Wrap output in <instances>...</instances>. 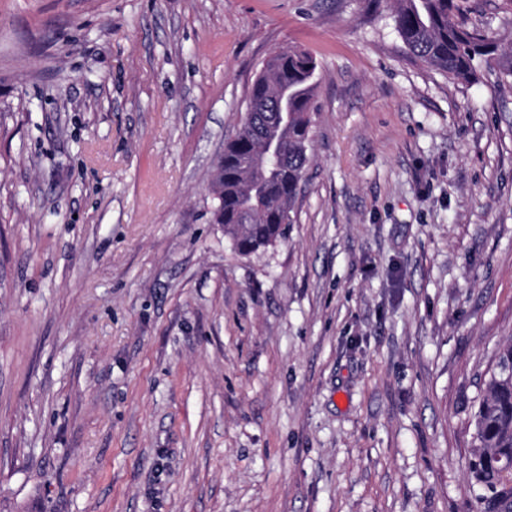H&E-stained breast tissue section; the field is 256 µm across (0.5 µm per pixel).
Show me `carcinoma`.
Segmentation results:
<instances>
[{
	"label": "carcinoma",
	"instance_id": "1",
	"mask_svg": "<svg viewBox=\"0 0 512 512\" xmlns=\"http://www.w3.org/2000/svg\"><path fill=\"white\" fill-rule=\"evenodd\" d=\"M459 0H398L395 28L408 50L448 77L472 82L486 65L512 79V52L457 21ZM316 59L288 47L265 63L247 94V109L233 138L224 145L221 191L213 220L224 238L249 255L285 238L292 206L308 162L314 111ZM288 95V123L275 111L279 91ZM285 144L276 157L266 154L270 140ZM473 449L466 469L483 494L488 512H512V342L502 345L470 420Z\"/></svg>",
	"mask_w": 512,
	"mask_h": 512
}]
</instances>
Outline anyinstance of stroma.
Segmentation results:
<instances>
[{
    "label": "stroma",
    "instance_id": "1",
    "mask_svg": "<svg viewBox=\"0 0 512 512\" xmlns=\"http://www.w3.org/2000/svg\"><path fill=\"white\" fill-rule=\"evenodd\" d=\"M512 43V0H464ZM393 0H0V512H479L512 85ZM318 63L285 239L212 223L265 60Z\"/></svg>",
    "mask_w": 512,
    "mask_h": 512
}]
</instances>
